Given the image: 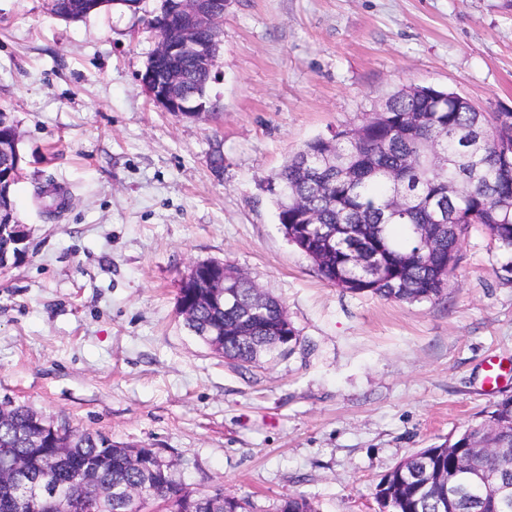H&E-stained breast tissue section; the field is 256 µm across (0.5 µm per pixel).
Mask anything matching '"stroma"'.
Segmentation results:
<instances>
[{
	"label": "stroma",
	"instance_id": "stroma-1",
	"mask_svg": "<svg viewBox=\"0 0 512 512\" xmlns=\"http://www.w3.org/2000/svg\"><path fill=\"white\" fill-rule=\"evenodd\" d=\"M208 87L216 117L141 85L157 38L113 8L78 21L0 0V112L17 125L30 236L0 270V403L165 449L192 492L256 512L303 494L379 512L380 479L512 395V253L471 226L442 297L342 292L285 239L266 178L409 85L512 111V0H230ZM221 152L224 165L210 159ZM53 178L59 219L33 200ZM241 269L280 300L295 350L234 370L177 313L190 265Z\"/></svg>",
	"mask_w": 512,
	"mask_h": 512
}]
</instances>
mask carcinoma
<instances>
[{
    "label": "carcinoma",
    "instance_id": "obj_1",
    "mask_svg": "<svg viewBox=\"0 0 512 512\" xmlns=\"http://www.w3.org/2000/svg\"><path fill=\"white\" fill-rule=\"evenodd\" d=\"M81 0H50L51 12L63 19L75 15ZM183 93L207 101L209 69L185 56L180 60ZM434 96L389 98L390 111L375 123L336 131L308 141L280 170L269 176L281 185L270 192L278 222L290 243L308 256L321 277L344 292L402 302L432 301L442 296L456 266L469 228L482 226L490 240L512 252V213L496 210L500 198L512 195V112L463 111L444 90ZM439 143L448 163L439 167L426 155V144ZM423 228L426 239L414 229ZM336 239V250L320 246ZM237 277L227 304L209 300L224 274ZM178 314L184 327L234 369L291 353L297 341H277L285 306L264 293L232 265L196 263L182 279ZM33 409L0 405V476L19 463L34 465L45 452L63 457L62 465L43 472L56 492L50 510L65 512L76 493H94L96 485L77 477L81 467L105 460L97 481L112 486V502L103 512H250L245 496L214 491L190 492L164 463L152 471L140 467L150 449L118 443L102 433L46 424L63 437H29ZM471 459L499 482L512 486V396L496 402L481 420L444 442L421 448L401 460L378 483L382 512H512V495L499 497L496 484H474L454 491L448 500V473ZM276 512H318L302 494L280 501Z\"/></svg>",
    "mask_w": 512,
    "mask_h": 512
}]
</instances>
